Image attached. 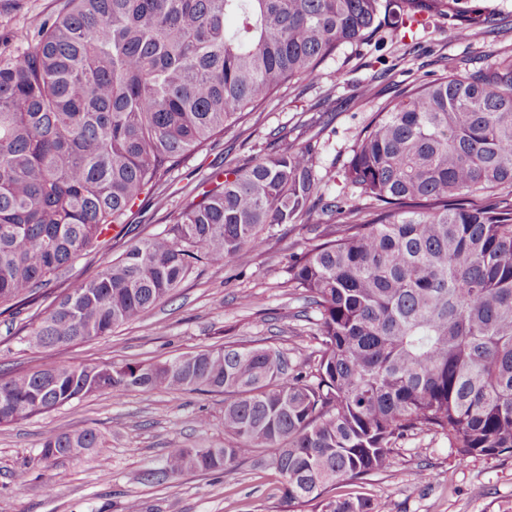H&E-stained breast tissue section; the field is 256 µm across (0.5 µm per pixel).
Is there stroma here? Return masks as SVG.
Instances as JSON below:
<instances>
[{
	"mask_svg": "<svg viewBox=\"0 0 512 512\" xmlns=\"http://www.w3.org/2000/svg\"><path fill=\"white\" fill-rule=\"evenodd\" d=\"M472 3L493 15L496 27H476L461 40L447 18L435 16L399 38L388 19L370 40L343 47L314 75L286 84L257 112L188 155L153 199L129 213L127 232L48 284L47 296L94 275L130 242L166 231L170 214L198 202L217 168L243 166L288 146L316 150L312 223H343L344 214L330 203L375 112L422 82L454 69H488L512 55V0ZM59 8L60 0H0V54L21 51L18 32H36ZM306 238V231L277 227L247 264L198 266L140 321L76 344L34 345L31 311L2 314L0 375L165 361L227 340L260 341L309 363L319 347L307 321L312 310L288 286ZM223 413L220 393L133 390L116 398L102 390L2 424L0 512H126L132 500L141 512H300L285 500L280 476L250 461L230 474L190 471L163 483L145 480V472L162 467L167 448L223 447ZM82 429L95 430L100 446L70 458H42L46 437ZM334 494L367 498L375 512H512V457L480 456L461 465L444 436L421 433L399 443L385 471L340 485Z\"/></svg>",
	"mask_w": 512,
	"mask_h": 512,
	"instance_id": "35a3bbf8",
	"label": "stroma"
}]
</instances>
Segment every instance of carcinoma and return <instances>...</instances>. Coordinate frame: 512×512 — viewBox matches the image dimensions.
<instances>
[{
	"label": "carcinoma",
	"mask_w": 512,
	"mask_h": 512,
	"mask_svg": "<svg viewBox=\"0 0 512 512\" xmlns=\"http://www.w3.org/2000/svg\"><path fill=\"white\" fill-rule=\"evenodd\" d=\"M388 12L467 34L470 0H61L27 48L0 57V308L31 305L106 231L123 225L188 153L360 43ZM305 145L215 173L165 234L140 239L46 308L49 347L139 320L196 264L243 265L274 227L314 242L291 287L315 307L308 372L265 344L124 365L0 377V424L100 390L224 394L222 448L168 449L145 474L274 469L290 503L373 512L329 489L387 468L399 441L445 436L461 463L512 457V58L422 83L362 129L341 172L368 201L346 224H307L317 187ZM100 444L92 429L42 457Z\"/></svg>",
	"instance_id": "obj_1"
}]
</instances>
